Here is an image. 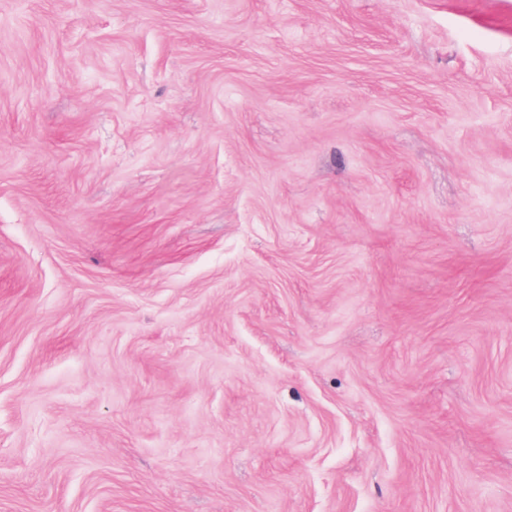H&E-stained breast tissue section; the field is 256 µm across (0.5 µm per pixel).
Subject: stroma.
<instances>
[{"instance_id": "obj_1", "label": "stroma", "mask_w": 512, "mask_h": 512, "mask_svg": "<svg viewBox=\"0 0 512 512\" xmlns=\"http://www.w3.org/2000/svg\"><path fill=\"white\" fill-rule=\"evenodd\" d=\"M0 512H512V0H0Z\"/></svg>"}]
</instances>
